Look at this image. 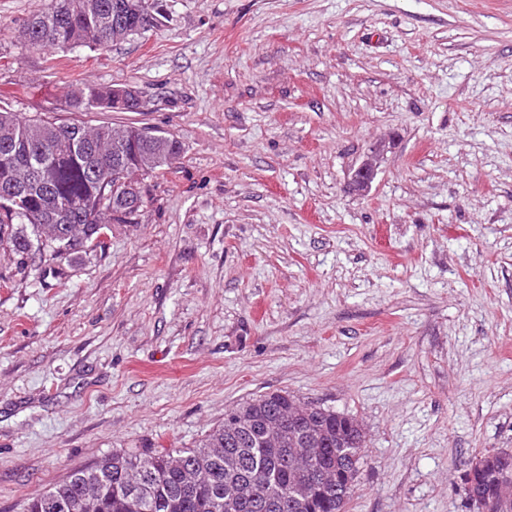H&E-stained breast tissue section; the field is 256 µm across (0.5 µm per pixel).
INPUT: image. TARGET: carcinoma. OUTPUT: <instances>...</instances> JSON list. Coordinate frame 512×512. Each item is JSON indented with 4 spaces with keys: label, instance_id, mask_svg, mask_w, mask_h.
Listing matches in <instances>:
<instances>
[{
    "label": "carcinoma",
    "instance_id": "cac0c4a2",
    "mask_svg": "<svg viewBox=\"0 0 512 512\" xmlns=\"http://www.w3.org/2000/svg\"><path fill=\"white\" fill-rule=\"evenodd\" d=\"M125 0H44V6L26 25L24 38L40 51L64 49L74 40L84 45H111L109 29L118 16L127 28H146L152 20L148 9L140 13L123 8ZM74 109L121 111L112 105V86L86 85L72 93ZM93 145L106 167L121 159L131 168L154 173L171 166L181 154V144L172 137L155 142L141 140L134 126L109 124L85 127L75 123L26 117L0 107V187L22 167L43 169L51 195L34 192L11 207H0V249L30 261L39 268L69 265L98 251L92 246L102 230L114 224H128L136 218L135 201L116 195L102 205L109 189L101 177L92 174L86 145ZM75 204V219L69 224L46 220L32 223L22 211L50 214L58 202ZM301 408L306 414L303 430L307 440L284 445L263 444V426L288 412ZM364 431L354 417L305 402L287 392H272L238 404L224 413V423L210 432L199 446L171 451H115L92 466L72 471L61 483L23 502V512H85L80 505L84 488L100 483L104 488L99 512H346L352 498L351 483L359 472L358 444ZM309 448L298 466L288 449ZM501 450L482 454V468L471 474L474 494L490 502L487 512H512V504L498 500L505 475ZM317 466L341 481L316 484L310 499L299 509L291 504L286 490L300 471ZM145 473L143 488L132 494L126 485L129 473ZM193 469L209 477V484L195 491L182 486V471ZM255 483L256 497L226 510L224 490L235 480Z\"/></svg>",
    "mask_w": 512,
    "mask_h": 512
}]
</instances>
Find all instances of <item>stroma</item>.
Masks as SVG:
<instances>
[{"mask_svg": "<svg viewBox=\"0 0 512 512\" xmlns=\"http://www.w3.org/2000/svg\"><path fill=\"white\" fill-rule=\"evenodd\" d=\"M150 2L52 55L43 0H0V106L182 146L105 253L0 250V512L273 391L363 425L348 512H470L474 456L512 451V0ZM85 84L143 108L69 107Z\"/></svg>", "mask_w": 512, "mask_h": 512, "instance_id": "stroma-1", "label": "stroma"}]
</instances>
